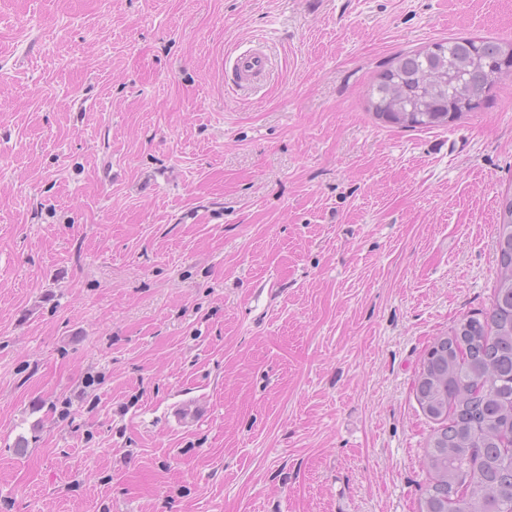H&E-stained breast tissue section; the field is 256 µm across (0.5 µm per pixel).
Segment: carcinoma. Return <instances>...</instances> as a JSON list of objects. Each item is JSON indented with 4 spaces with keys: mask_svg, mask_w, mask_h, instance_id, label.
Listing matches in <instances>:
<instances>
[{
    "mask_svg": "<svg viewBox=\"0 0 512 512\" xmlns=\"http://www.w3.org/2000/svg\"><path fill=\"white\" fill-rule=\"evenodd\" d=\"M512 44L455 37L391 59L368 90L386 122L433 128L480 109ZM498 272L489 311L429 346L414 389L437 424L422 459L419 512H512V192L498 202Z\"/></svg>",
    "mask_w": 512,
    "mask_h": 512,
    "instance_id": "1",
    "label": "carcinoma"
}]
</instances>
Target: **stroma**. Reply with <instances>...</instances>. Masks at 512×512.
<instances>
[{
    "label": "stroma",
    "instance_id": "obj_1",
    "mask_svg": "<svg viewBox=\"0 0 512 512\" xmlns=\"http://www.w3.org/2000/svg\"><path fill=\"white\" fill-rule=\"evenodd\" d=\"M458 36L512 41V0H0V512H417L512 75L431 130L367 90ZM270 56L260 48L235 50L226 55L225 69L231 71L233 87L236 91L250 92L258 88L260 81L271 69Z\"/></svg>",
    "mask_w": 512,
    "mask_h": 512
}]
</instances>
